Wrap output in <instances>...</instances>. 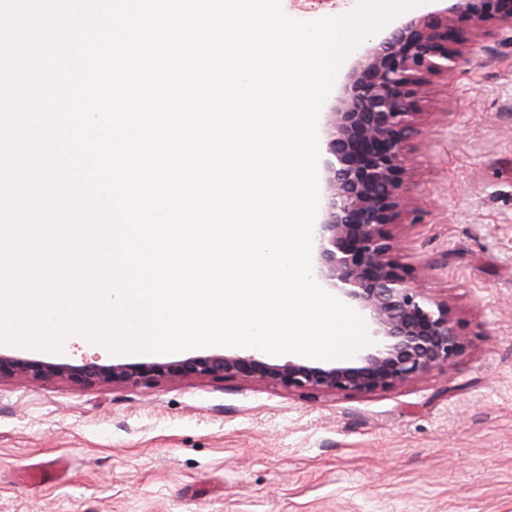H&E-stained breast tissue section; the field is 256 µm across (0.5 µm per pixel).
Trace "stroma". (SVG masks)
<instances>
[{
  "label": "stroma",
  "mask_w": 512,
  "mask_h": 512,
  "mask_svg": "<svg viewBox=\"0 0 512 512\" xmlns=\"http://www.w3.org/2000/svg\"><path fill=\"white\" fill-rule=\"evenodd\" d=\"M397 258L469 339L367 395L243 379H0V512H512V29L420 92ZM0 355L171 363L72 343Z\"/></svg>",
  "instance_id": "1"
}]
</instances>
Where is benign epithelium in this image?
<instances>
[{
	"instance_id": "obj_1",
	"label": "benign epithelium",
	"mask_w": 512,
	"mask_h": 512,
	"mask_svg": "<svg viewBox=\"0 0 512 512\" xmlns=\"http://www.w3.org/2000/svg\"><path fill=\"white\" fill-rule=\"evenodd\" d=\"M501 0H457L395 28L355 62L337 104L324 116L326 204L318 224L319 277L365 310L377 346L358 366L270 365L255 355H211L168 364L87 363L79 368L0 356V378H67L137 386L187 377L243 379L290 391L366 395L421 379L452 364L468 345L448 301L427 293L396 258L389 226L408 211L405 145L417 130L420 87L447 77L469 57L448 30L477 38L490 24L512 28Z\"/></svg>"
}]
</instances>
